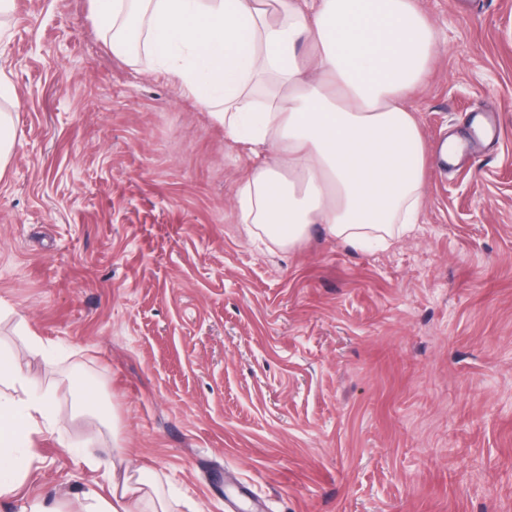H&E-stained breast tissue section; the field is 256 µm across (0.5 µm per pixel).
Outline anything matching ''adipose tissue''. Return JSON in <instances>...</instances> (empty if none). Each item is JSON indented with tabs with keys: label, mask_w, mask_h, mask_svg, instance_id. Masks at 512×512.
<instances>
[{
	"label": "adipose tissue",
	"mask_w": 512,
	"mask_h": 512,
	"mask_svg": "<svg viewBox=\"0 0 512 512\" xmlns=\"http://www.w3.org/2000/svg\"><path fill=\"white\" fill-rule=\"evenodd\" d=\"M91 0L113 54L141 34L155 65L209 107L253 164L236 192L248 235L281 248L310 225L353 246L417 223L426 154L405 98L436 51L416 0ZM50 399L0 397V496L24 475L13 456L53 428ZM86 512H169L143 468L113 470Z\"/></svg>",
	"instance_id": "ef3b65f1"
}]
</instances>
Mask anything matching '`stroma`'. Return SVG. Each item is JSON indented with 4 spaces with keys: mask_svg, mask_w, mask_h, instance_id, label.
Here are the masks:
<instances>
[{
    "mask_svg": "<svg viewBox=\"0 0 512 512\" xmlns=\"http://www.w3.org/2000/svg\"><path fill=\"white\" fill-rule=\"evenodd\" d=\"M418 3L437 40L406 98L420 222L366 250L319 224L251 241L252 161L208 108L149 52L114 55L90 0H12L0 350L55 419L15 451L28 479L0 512H84L109 493L88 461L116 447L171 512H512V0ZM491 111L477 158L440 163Z\"/></svg>",
    "mask_w": 512,
    "mask_h": 512,
    "instance_id": "obj_1",
    "label": "stroma"
}]
</instances>
